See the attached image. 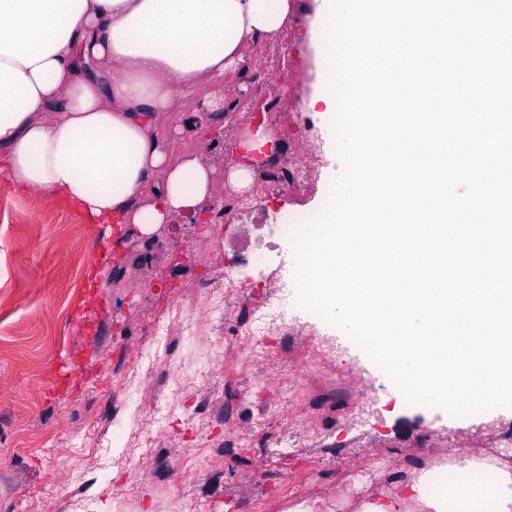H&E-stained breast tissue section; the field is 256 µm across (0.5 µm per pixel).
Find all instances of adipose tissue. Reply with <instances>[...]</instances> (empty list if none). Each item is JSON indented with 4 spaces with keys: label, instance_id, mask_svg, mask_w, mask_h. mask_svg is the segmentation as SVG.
Masks as SVG:
<instances>
[{
    "label": "adipose tissue",
    "instance_id": "ef3b65f1",
    "mask_svg": "<svg viewBox=\"0 0 512 512\" xmlns=\"http://www.w3.org/2000/svg\"><path fill=\"white\" fill-rule=\"evenodd\" d=\"M297 10V0H0V173L15 193L67 199L123 238L150 242L203 215L212 168L193 152L171 159L169 137L237 121L225 79L243 78L248 46L276 41ZM161 112L175 113L171 125L159 126ZM271 141L260 131L226 155L234 189L276 158ZM447 468L444 482L423 468L392 494L369 492L359 512H512L511 465Z\"/></svg>",
    "mask_w": 512,
    "mask_h": 512
}]
</instances>
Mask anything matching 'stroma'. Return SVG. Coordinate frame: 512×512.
<instances>
[{
    "mask_svg": "<svg viewBox=\"0 0 512 512\" xmlns=\"http://www.w3.org/2000/svg\"><path fill=\"white\" fill-rule=\"evenodd\" d=\"M306 28L302 20L282 31L286 58L278 56L279 42L251 47L243 84H225V92L242 87L252 97L276 79L310 93L315 51ZM307 169L304 187L276 190L261 209L230 218L226 257H240L257 225L283 213L310 219L321 211L342 169L329 142L308 156ZM105 230L73 204L37 193L14 196L0 174V512H44L48 503L56 512H237L241 502L249 512H291L303 501L315 512H357L366 488L389 487L408 472L409 459L433 465L491 456L493 441L512 429V410L457 418L408 405L392 387L381 392L369 422L358 425L352 398L332 392L325 376L335 373L353 386L374 381L377 367L323 322L314 339L289 337L275 357L258 358L250 368L241 353L251 340L231 330L220 336L224 382L233 393L249 388L238 419L243 441L232 454L203 447L197 437L202 424L211 437L224 432L223 421L198 414L192 398L211 361L204 333L174 337L169 347L190 387L130 384L122 421L113 424L106 381H73L68 367L93 356L119 374L127 368L126 347L154 354L142 322L174 315L176 298L191 294L201 269L186 217L153 243H124L120 287H89L93 239ZM283 388L289 410L310 414L304 431L262 407ZM282 436L287 447H275ZM177 438L188 452L178 475L161 480L151 473L154 451ZM133 481L137 497L119 500L118 490Z\"/></svg>",
    "mask_w": 512,
    "mask_h": 512,
    "instance_id": "stroma-1",
    "label": "stroma"
}]
</instances>
